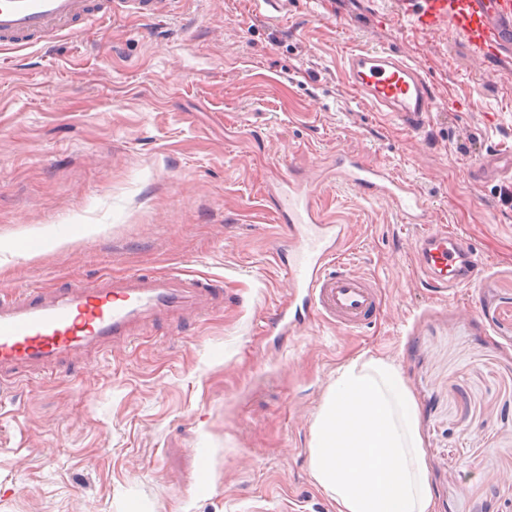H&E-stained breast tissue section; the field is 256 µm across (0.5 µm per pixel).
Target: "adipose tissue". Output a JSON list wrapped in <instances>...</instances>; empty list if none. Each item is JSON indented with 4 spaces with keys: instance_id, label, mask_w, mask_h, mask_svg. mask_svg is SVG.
I'll return each mask as SVG.
<instances>
[{
    "instance_id": "adipose-tissue-1",
    "label": "adipose tissue",
    "mask_w": 512,
    "mask_h": 512,
    "mask_svg": "<svg viewBox=\"0 0 512 512\" xmlns=\"http://www.w3.org/2000/svg\"><path fill=\"white\" fill-rule=\"evenodd\" d=\"M310 469L337 512H431L416 413L396 366H341L311 428Z\"/></svg>"
}]
</instances>
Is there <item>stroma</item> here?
I'll use <instances>...</instances> for the list:
<instances>
[{
    "label": "stroma",
    "mask_w": 512,
    "mask_h": 512,
    "mask_svg": "<svg viewBox=\"0 0 512 512\" xmlns=\"http://www.w3.org/2000/svg\"><path fill=\"white\" fill-rule=\"evenodd\" d=\"M505 41L484 61L404 0H176L165 18L0 49V294L133 272L223 284L130 342L0 375V512H337L311 475V427L361 354L402 376L434 512H512V206L503 180L470 176L512 149ZM358 46L420 70L439 104L424 129L347 82ZM339 150L414 182L482 268L426 287L422 225L330 181L318 204L348 227V268L378 284V319L267 335L289 292L271 190Z\"/></svg>",
    "instance_id": "stroma-1"
}]
</instances>
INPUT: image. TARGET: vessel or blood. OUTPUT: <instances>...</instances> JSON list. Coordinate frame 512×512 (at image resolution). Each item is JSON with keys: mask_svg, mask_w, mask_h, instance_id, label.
Wrapping results in <instances>:
<instances>
[{"mask_svg": "<svg viewBox=\"0 0 512 512\" xmlns=\"http://www.w3.org/2000/svg\"><path fill=\"white\" fill-rule=\"evenodd\" d=\"M173 0H0V45H34L61 34L90 30L117 12L160 17ZM422 28L450 24L487 60L497 59L512 29V0H408ZM351 85L376 111L420 130L436 98L418 69L385 49L359 47L346 55ZM338 181L371 199L391 201L404 223L424 225L415 256L427 283L449 288L474 280L481 262L469 245L443 225H430V207L417 185L348 153L337 154ZM478 180L512 175V153L487 155L473 171ZM278 215L288 230L285 265L292 288L288 305L275 310L266 328L284 336L319 318L343 329L371 323L379 307L378 287L348 269L343 260L346 227L328 220L318 205L316 182L284 176ZM212 284L182 277L148 278L132 273L92 285L58 290L34 288L0 297V371L47 367L74 351L129 338L137 320L212 295Z\"/></svg>", "mask_w": 512, "mask_h": 512, "instance_id": "vessel-or-blood-1", "label": "vessel or blood"}]
</instances>
